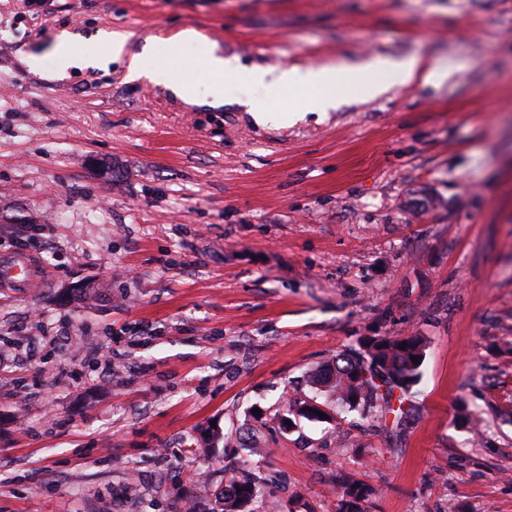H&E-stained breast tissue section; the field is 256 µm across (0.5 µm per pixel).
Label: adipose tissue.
I'll return each instance as SVG.
<instances>
[{
  "instance_id": "1",
  "label": "adipose tissue",
  "mask_w": 512,
  "mask_h": 512,
  "mask_svg": "<svg viewBox=\"0 0 512 512\" xmlns=\"http://www.w3.org/2000/svg\"><path fill=\"white\" fill-rule=\"evenodd\" d=\"M101 49L84 52L76 48L68 36H61L57 44L60 73L69 69H83L89 66L99 68L109 64L126 61L129 75L146 73L154 84L172 90L183 100L191 102L197 97L196 82L186 79L172 81L168 71H142L139 56H127L125 46L127 37L121 32H106L100 35ZM207 75L212 84V103L220 106L225 102L247 96L260 89H282L291 86H311L317 89L318 95L307 105L309 111L327 112L336 107V86L344 84L347 88L366 91L368 95L377 97L386 93V86L377 79L380 71L390 69L403 79L404 83L420 81L434 83L448 77L453 64L429 66L420 59L411 57L394 63L379 59H368L359 63L340 66L289 67L281 70L247 65L239 58H227L219 53L216 43L204 46ZM233 73L235 83L232 88H225L222 78L225 73Z\"/></svg>"
}]
</instances>
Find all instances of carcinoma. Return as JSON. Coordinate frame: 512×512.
Returning a JSON list of instances; mask_svg holds the SVG:
<instances>
[{"instance_id":"obj_1","label":"carcinoma","mask_w":512,"mask_h":512,"mask_svg":"<svg viewBox=\"0 0 512 512\" xmlns=\"http://www.w3.org/2000/svg\"><path fill=\"white\" fill-rule=\"evenodd\" d=\"M425 341L421 336L377 337L363 345V350H348L333 362L309 374L310 383L326 398L351 411L366 416L378 402L390 409L394 390L407 392L422 377ZM231 490H221L216 496L212 512H244V508L257 496L256 479L243 478L230 481ZM372 490L354 481L340 484L341 512H361L360 503Z\"/></svg>"}]
</instances>
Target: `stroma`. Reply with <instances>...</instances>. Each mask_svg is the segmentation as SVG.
<instances>
[{
  "instance_id": "stroma-1",
  "label": "stroma",
  "mask_w": 512,
  "mask_h": 512,
  "mask_svg": "<svg viewBox=\"0 0 512 512\" xmlns=\"http://www.w3.org/2000/svg\"><path fill=\"white\" fill-rule=\"evenodd\" d=\"M183 29L270 68L458 67L295 122L311 92L287 89L260 125L209 106ZM102 30L153 40L144 67L196 76L199 104L121 63L60 76L58 35ZM0 78V255L46 279L0 290V512H212L248 474L249 512H339L344 478L365 512H512V0H0ZM415 334L404 416L307 380Z\"/></svg>"
}]
</instances>
